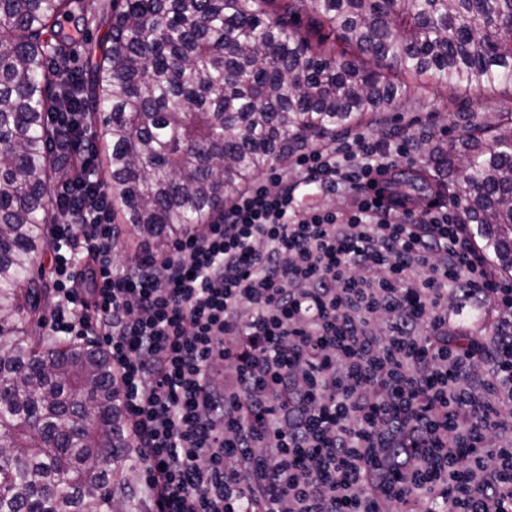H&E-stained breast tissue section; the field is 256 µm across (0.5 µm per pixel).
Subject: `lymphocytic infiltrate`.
Returning a JSON list of instances; mask_svg holds the SVG:
<instances>
[{
	"instance_id": "1",
	"label": "lymphocytic infiltrate",
	"mask_w": 512,
	"mask_h": 512,
	"mask_svg": "<svg viewBox=\"0 0 512 512\" xmlns=\"http://www.w3.org/2000/svg\"><path fill=\"white\" fill-rule=\"evenodd\" d=\"M409 153L302 151L122 264L108 191L52 224L47 333L110 358L145 512H512V282L455 213L374 193ZM481 304L496 335L450 350Z\"/></svg>"
}]
</instances>
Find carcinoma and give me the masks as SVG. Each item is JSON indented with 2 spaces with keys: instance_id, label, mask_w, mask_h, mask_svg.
Returning <instances> with one entry per match:
<instances>
[{
  "instance_id": "cac0c4a2",
  "label": "carcinoma",
  "mask_w": 512,
  "mask_h": 512,
  "mask_svg": "<svg viewBox=\"0 0 512 512\" xmlns=\"http://www.w3.org/2000/svg\"><path fill=\"white\" fill-rule=\"evenodd\" d=\"M97 62L71 67L83 0H0V512H112L129 439L112 362L89 342L35 332L45 295L32 270L80 180L65 148L105 145L112 220L162 248L207 224L256 178L340 132L379 127L432 82L466 96L512 88V0H110ZM305 11L329 34L292 25ZM80 113L60 126L49 115ZM462 153L415 145L492 271L512 273V111L457 112ZM451 337L460 352L491 335Z\"/></svg>"
}]
</instances>
